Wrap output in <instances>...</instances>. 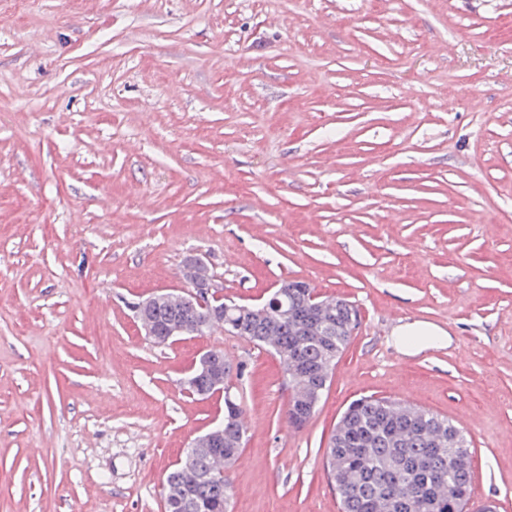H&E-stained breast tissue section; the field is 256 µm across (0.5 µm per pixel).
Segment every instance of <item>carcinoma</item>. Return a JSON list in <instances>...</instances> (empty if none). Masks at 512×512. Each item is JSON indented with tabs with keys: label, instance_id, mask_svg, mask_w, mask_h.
<instances>
[{
	"label": "carcinoma",
	"instance_id": "cac0c4a2",
	"mask_svg": "<svg viewBox=\"0 0 512 512\" xmlns=\"http://www.w3.org/2000/svg\"><path fill=\"white\" fill-rule=\"evenodd\" d=\"M271 297L283 304V314L246 320L244 337L271 350L286 370L299 357L301 375L286 374L288 387L323 394V369L330 360L338 362L349 344L355 307L333 298L322 315L294 280L282 282ZM206 314L207 309L190 308L170 293L152 318L159 328L178 324L195 336ZM314 327L329 341L306 340L305 329ZM343 419L344 433L331 439L327 459L340 512H466L473 480L461 460L471 452L466 436L448 418L426 408L404 414L389 398L363 397L347 407ZM224 433L223 447L201 450L192 464L181 462L169 473L165 512H229L234 491L224 468L242 447V420L224 421Z\"/></svg>",
	"mask_w": 512,
	"mask_h": 512
}]
</instances>
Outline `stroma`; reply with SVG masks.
I'll return each instance as SVG.
<instances>
[{
  "label": "stroma",
  "mask_w": 512,
  "mask_h": 512,
  "mask_svg": "<svg viewBox=\"0 0 512 512\" xmlns=\"http://www.w3.org/2000/svg\"><path fill=\"white\" fill-rule=\"evenodd\" d=\"M0 0V512H164L224 414L184 380L220 349L246 427L232 512H339L346 406L448 417L472 512H512V0ZM284 280L360 324L303 428L279 358L214 329L158 346L132 305ZM450 341L401 353L393 330ZM394 336H418V343L409 350L403 349L406 354L413 355L422 349L431 346L444 345L448 341L447 333L436 325L411 322L398 326L394 332Z\"/></svg>",
  "instance_id": "stroma-1"
}]
</instances>
